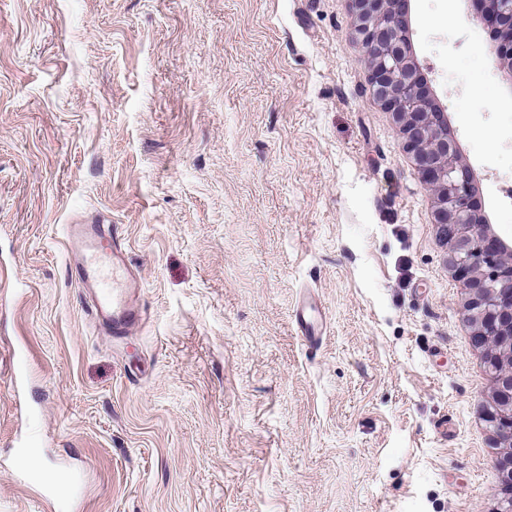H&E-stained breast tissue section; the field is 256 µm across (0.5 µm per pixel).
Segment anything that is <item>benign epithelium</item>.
<instances>
[{"mask_svg": "<svg viewBox=\"0 0 512 512\" xmlns=\"http://www.w3.org/2000/svg\"><path fill=\"white\" fill-rule=\"evenodd\" d=\"M357 34L369 51L371 85L397 116L406 143L416 153L423 181L435 199V221L451 243V266L471 291L464 319L481 337L487 354L504 363L492 369L495 411L489 428L512 447V258L497 268L484 249L483 228L472 214L471 176L448 140L445 115L417 88V65L396 0H351ZM482 15L495 28L499 54L512 62V0H482Z\"/></svg>", "mask_w": 512, "mask_h": 512, "instance_id": "7a95c632", "label": "benign epithelium"}]
</instances>
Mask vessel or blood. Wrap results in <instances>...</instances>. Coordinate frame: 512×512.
Here are the masks:
<instances>
[{
    "label": "vessel or blood",
    "instance_id": "obj_1",
    "mask_svg": "<svg viewBox=\"0 0 512 512\" xmlns=\"http://www.w3.org/2000/svg\"><path fill=\"white\" fill-rule=\"evenodd\" d=\"M68 240L78 257L79 283L92 291V305L100 326L116 339L132 335L145 318L130 290L134 272L127 250L112 228L101 224H72ZM296 323L308 347H316L326 333V315L317 300L303 298Z\"/></svg>",
    "mask_w": 512,
    "mask_h": 512
}]
</instances>
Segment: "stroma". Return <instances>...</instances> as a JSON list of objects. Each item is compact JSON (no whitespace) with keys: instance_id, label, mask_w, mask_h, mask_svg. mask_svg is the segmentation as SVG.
<instances>
[{"instance_id":"35a3bbf8","label":"stroma","mask_w":512,"mask_h":512,"mask_svg":"<svg viewBox=\"0 0 512 512\" xmlns=\"http://www.w3.org/2000/svg\"><path fill=\"white\" fill-rule=\"evenodd\" d=\"M469 13L410 0L407 36L512 243V92ZM356 24L348 0H0V512H496L468 290ZM100 218L148 318L119 342L71 275L67 225ZM296 323L305 343L315 348L326 333V315L321 305L312 297L302 299L296 310Z\"/></svg>"}]
</instances>
